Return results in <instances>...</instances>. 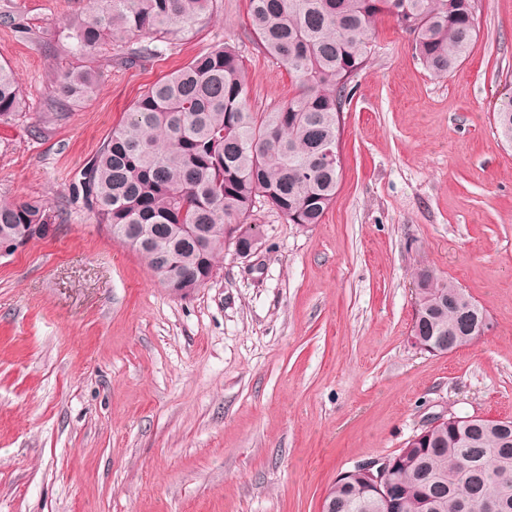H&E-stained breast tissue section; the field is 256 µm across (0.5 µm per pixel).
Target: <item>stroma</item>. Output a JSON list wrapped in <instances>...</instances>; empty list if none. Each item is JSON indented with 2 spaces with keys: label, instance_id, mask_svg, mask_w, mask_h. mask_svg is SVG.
<instances>
[{
  "label": "stroma",
  "instance_id": "obj_1",
  "mask_svg": "<svg viewBox=\"0 0 512 512\" xmlns=\"http://www.w3.org/2000/svg\"><path fill=\"white\" fill-rule=\"evenodd\" d=\"M0 52L25 108L0 125V199L50 208L54 233L0 258V512H321L337 476L398 453L431 419L512 417V0H483L474 46L431 76L381 18L342 117V175L321 223L269 206L258 256L171 295L76 191L113 126L220 42L265 112L294 81L252 33L248 0L132 66L74 52L86 0H0ZM89 67L97 94L47 103ZM437 268L489 328L445 356L415 348V267ZM493 119L501 137L512 145V96L501 99L498 108L493 113Z\"/></svg>",
  "mask_w": 512,
  "mask_h": 512
}]
</instances>
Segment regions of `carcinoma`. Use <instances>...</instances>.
<instances>
[{"instance_id":"obj_1","label":"carcinoma","mask_w":512,"mask_h":512,"mask_svg":"<svg viewBox=\"0 0 512 512\" xmlns=\"http://www.w3.org/2000/svg\"><path fill=\"white\" fill-rule=\"evenodd\" d=\"M482 0H249V25L262 49L288 67L296 91L271 112H254L244 64L228 43L213 45L149 87L112 128L85 167L86 206L112 238L134 251L172 294L206 284L224 245L258 238L247 223L258 203L290 224H319L335 200L341 167L325 162L338 148L352 82L371 55L382 16L413 35L425 69L445 77L466 58L479 30ZM214 0H87V19L71 39L92 55L105 46L152 57L159 44L208 20ZM98 88L88 68L68 71L49 110ZM23 107L18 81L0 55V123ZM512 145V96L493 113ZM53 215L36 201H0V239L24 246L45 234ZM207 245H201V242ZM417 283L410 335L434 344L447 336L469 345L487 315L437 270L413 271ZM396 453L393 478L403 505L386 507L365 476L340 474L322 512H512V419L478 418L458 428L418 433Z\"/></svg>"}]
</instances>
